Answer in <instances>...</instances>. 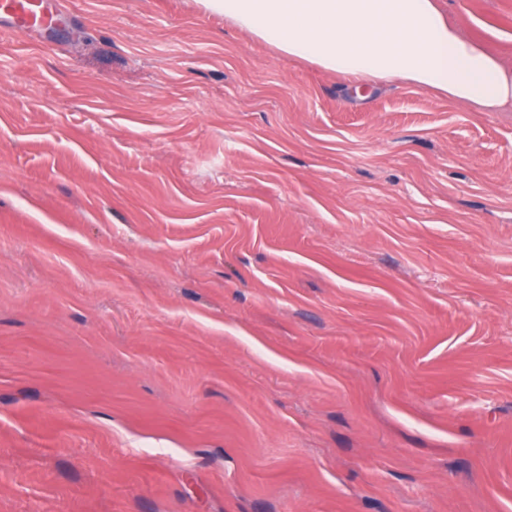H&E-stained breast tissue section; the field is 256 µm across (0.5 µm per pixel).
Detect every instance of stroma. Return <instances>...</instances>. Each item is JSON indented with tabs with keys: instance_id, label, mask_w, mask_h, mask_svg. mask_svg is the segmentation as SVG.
I'll list each match as a JSON object with an SVG mask.
<instances>
[{
	"instance_id": "35a3bbf8",
	"label": "stroma",
	"mask_w": 512,
	"mask_h": 512,
	"mask_svg": "<svg viewBox=\"0 0 512 512\" xmlns=\"http://www.w3.org/2000/svg\"><path fill=\"white\" fill-rule=\"evenodd\" d=\"M69 2L0 42V512H512V111Z\"/></svg>"
}]
</instances>
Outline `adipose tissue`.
I'll return each instance as SVG.
<instances>
[{
  "label": "adipose tissue",
  "instance_id": "1",
  "mask_svg": "<svg viewBox=\"0 0 512 512\" xmlns=\"http://www.w3.org/2000/svg\"><path fill=\"white\" fill-rule=\"evenodd\" d=\"M288 57L360 80L398 79L475 106L512 108V68L448 20L437 0H198Z\"/></svg>",
  "mask_w": 512,
  "mask_h": 512
}]
</instances>
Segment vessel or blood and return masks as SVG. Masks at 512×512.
Segmentation results:
<instances>
[{
  "label": "vessel or blood",
  "mask_w": 512,
  "mask_h": 512,
  "mask_svg": "<svg viewBox=\"0 0 512 512\" xmlns=\"http://www.w3.org/2000/svg\"><path fill=\"white\" fill-rule=\"evenodd\" d=\"M69 12L67 0H0V34L45 40L68 20Z\"/></svg>",
  "instance_id": "1"
}]
</instances>
